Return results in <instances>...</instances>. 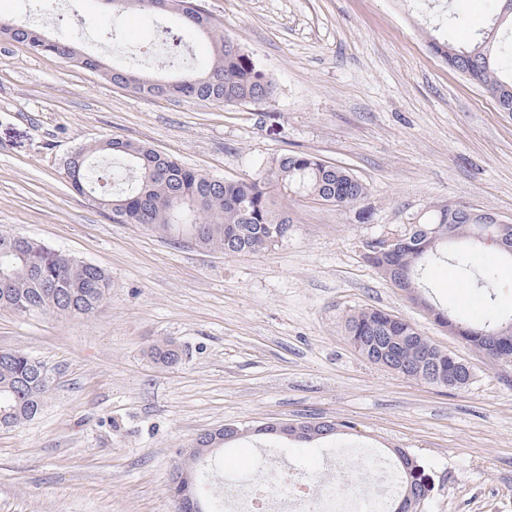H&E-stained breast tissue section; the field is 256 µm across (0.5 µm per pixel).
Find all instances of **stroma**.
Masks as SVG:
<instances>
[{"label":"stroma","instance_id":"obj_1","mask_svg":"<svg viewBox=\"0 0 512 512\" xmlns=\"http://www.w3.org/2000/svg\"><path fill=\"white\" fill-rule=\"evenodd\" d=\"M205 8L273 78L268 103L224 105L145 96L26 46L0 41V230L103 268L112 295L81 317L0 311V348L29 353L49 375L41 415L0 431V512H174L170 474L201 433L249 432L218 451L219 493L257 460L317 477L347 461L407 449L433 489L424 512H512V363L440 327L367 259L432 207L492 210L512 222V115L429 47L468 44L493 0H204ZM0 17L49 35L71 33L111 64L158 74L154 28L103 0H0ZM117 137L223 179H247L270 158L316 155L365 183L344 210L288 200L287 242L255 254L202 250L140 224H116L78 195L63 169L77 146ZM475 266L494 275L487 303L448 264L432 267L430 303L476 319L512 316V284L490 248ZM377 308L410 320L467 361L469 386L450 389L370 363L346 320ZM182 350L156 364L152 345ZM347 422L305 444L254 434L281 419ZM150 354L157 363L165 367L177 365L181 361L179 347L171 340L154 345Z\"/></svg>","mask_w":512,"mask_h":512}]
</instances>
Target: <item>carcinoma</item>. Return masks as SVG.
Returning a JSON list of instances; mask_svg holds the SVG:
<instances>
[{
    "mask_svg": "<svg viewBox=\"0 0 512 512\" xmlns=\"http://www.w3.org/2000/svg\"><path fill=\"white\" fill-rule=\"evenodd\" d=\"M112 12L177 17L209 43L208 67L184 69L170 79L145 74L121 61L105 68L97 57L81 53L76 38H53L16 19L0 18V40L26 45L36 53L84 68L102 67L108 81L136 94L224 105H259L273 97V79L236 40L224 35L202 0H112ZM430 48L490 94L499 111L512 113V49L497 45L495 29L466 48L437 39L431 40ZM106 156L125 164L132 174L127 186L108 190L112 173L99 166V158ZM63 165L74 190L91 198L112 215L114 222L142 224L161 235L185 237L202 249L226 254L257 253L288 239L293 220L288 209L278 203L280 196H304L343 209L361 202L367 193L351 170L304 152L277 157L249 179L227 181L186 168L173 156L144 144L111 137L75 148ZM417 225L448 228L454 240L439 242L417 258L403 248L369 262L384 275L407 270L410 284L418 289L425 287L427 269L446 257L471 287L495 296L491 272L476 270L468 262L471 250L478 245L474 237L482 231L480 224L449 218L443 205ZM111 289L112 281L101 268L70 258L40 241L0 231V310L20 315H90L103 305ZM436 317L474 331L499 333L502 347L497 351L478 336L466 343L494 360L512 362L508 323L491 318L475 322L441 307ZM347 329L358 351L373 364L439 386L441 382L427 375L426 365L440 353L448 376L457 378L453 388L464 389L473 378L468 363L447 351L440 352L411 322L383 310L366 309L350 316ZM150 354L165 367L181 361L179 347L171 340L154 345ZM48 387V377L42 375L38 360L19 350L0 353V430L35 418ZM222 446L224 430L219 428L208 435L203 446L191 448L189 455L199 462L189 473L188 494L199 497L212 485L216 472L205 467V462L212 450ZM390 453L402 473V486L389 512H419V502L427 501L432 491L429 475L404 449L392 448Z\"/></svg>",
    "mask_w": 512,
    "mask_h": 512,
    "instance_id": "carcinoma-1",
    "label": "carcinoma"
}]
</instances>
